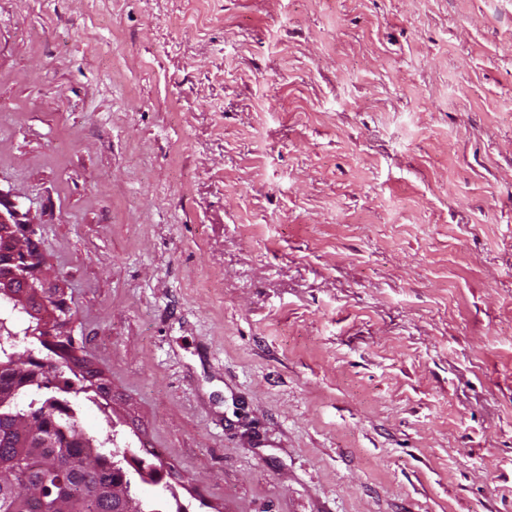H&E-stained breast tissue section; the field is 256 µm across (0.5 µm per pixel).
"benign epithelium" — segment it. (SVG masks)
Instances as JSON below:
<instances>
[{
	"instance_id": "1",
	"label": "benign epithelium",
	"mask_w": 512,
	"mask_h": 512,
	"mask_svg": "<svg viewBox=\"0 0 512 512\" xmlns=\"http://www.w3.org/2000/svg\"><path fill=\"white\" fill-rule=\"evenodd\" d=\"M35 221L18 204L0 190V293L8 296L15 307L31 313L43 324V346L78 362L77 371L83 373L90 388L98 391L107 402H112V390L103 374L75 348H67L66 339L71 337V316L64 291L58 281L43 269L34 239ZM53 304H48L47 300ZM47 361L30 350L13 353L9 361L0 364V372L13 376V383L0 388V425L16 433L28 443L30 456L39 461L41 473L26 483L21 492V512L49 504L59 512H71L83 502H104L112 505V512H149L148 505L136 492L126 467L135 469L146 484L164 485L170 475L169 468L134 459L124 452L123 460L112 462L94 450L87 435L80 433L74 440L89 448L83 460V481L75 486L61 478L53 483L48 475L69 470L65 458L58 454H45V449L57 447L56 424L47 412L30 410L24 414L13 413L21 397L32 386L47 385ZM17 469L8 460L0 461V487L15 486Z\"/></svg>"
}]
</instances>
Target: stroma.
<instances>
[{"instance_id":"1","label":"stroma","mask_w":512,"mask_h":512,"mask_svg":"<svg viewBox=\"0 0 512 512\" xmlns=\"http://www.w3.org/2000/svg\"><path fill=\"white\" fill-rule=\"evenodd\" d=\"M0 190L156 512H512V0H0Z\"/></svg>"}]
</instances>
